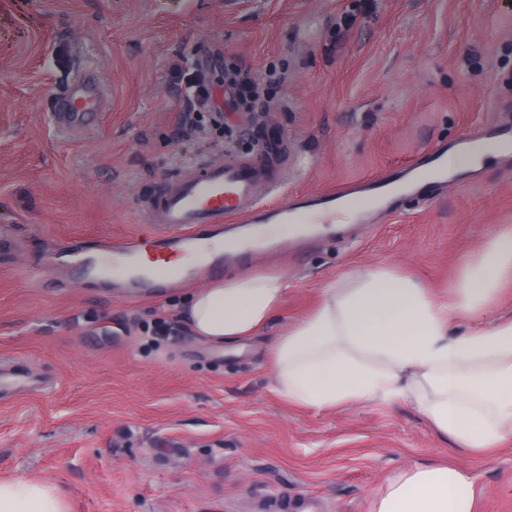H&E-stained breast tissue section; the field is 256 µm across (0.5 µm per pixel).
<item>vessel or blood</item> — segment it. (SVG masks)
<instances>
[{
	"instance_id": "obj_1",
	"label": "vessel or blood",
	"mask_w": 512,
	"mask_h": 512,
	"mask_svg": "<svg viewBox=\"0 0 512 512\" xmlns=\"http://www.w3.org/2000/svg\"><path fill=\"white\" fill-rule=\"evenodd\" d=\"M101 107L98 88L80 82L72 91L69 111L58 114L56 120L78 127ZM475 139V134L467 133L455 141L423 150L389 175L368 178L349 187L298 194L288 200L277 196L283 169L272 146H263L253 158L228 155L221 161L203 163L194 177L166 189L149 210L148 221L154 226L149 236L107 238L100 247L117 265L126 286L134 290L150 282L149 277L133 271L135 262L144 256L162 266L184 254L196 255L201 270H216L222 266L224 255L216 251L215 244L223 240L225 231L246 224H296L318 213L332 218L337 209L355 197L368 204L367 211L357 217L358 222H365L370 210L390 209L398 196H424L429 177L447 182L449 156L470 149ZM57 256L84 275L100 273L97 259L87 256L79 246L61 247Z\"/></svg>"
}]
</instances>
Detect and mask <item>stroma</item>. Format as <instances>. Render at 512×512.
Here are the masks:
<instances>
[{"label":"stroma","instance_id":"stroma-1","mask_svg":"<svg viewBox=\"0 0 512 512\" xmlns=\"http://www.w3.org/2000/svg\"><path fill=\"white\" fill-rule=\"evenodd\" d=\"M241 71L257 99L230 103ZM99 121L55 119L79 78ZM201 131L183 132L187 117ZM512 127V0H0V475L39 477L71 512H259L309 499L369 512L390 479L452 465L476 512H512V433L474 451L439 437L414 402L299 408L272 388L268 349L323 288L363 267L453 303L481 249L512 230V155L474 166L372 224L349 222L225 261L273 272L288 298L238 344L191 332L186 288L127 296L64 268L51 245L147 235L145 206L209 159L288 149V192L407 164L438 141ZM512 321V275L474 320ZM177 328L159 337V322Z\"/></svg>","mask_w":512,"mask_h":512}]
</instances>
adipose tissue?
Returning a JSON list of instances; mask_svg holds the SVG:
<instances>
[{
	"label": "adipose tissue",
	"instance_id": "adipose-tissue-1",
	"mask_svg": "<svg viewBox=\"0 0 512 512\" xmlns=\"http://www.w3.org/2000/svg\"><path fill=\"white\" fill-rule=\"evenodd\" d=\"M512 273V231L487 243L453 306L416 280L383 268L347 274L269 349L274 389L288 403L326 409L354 401L415 400L441 437L492 448L512 430V321L449 332V314H471ZM274 273L229 275L191 295L181 316L214 344L254 336L286 299ZM475 484L460 469L415 467L392 481L372 512H475ZM0 512H70L41 479L0 476Z\"/></svg>",
	"mask_w": 512,
	"mask_h": 512
}]
</instances>
